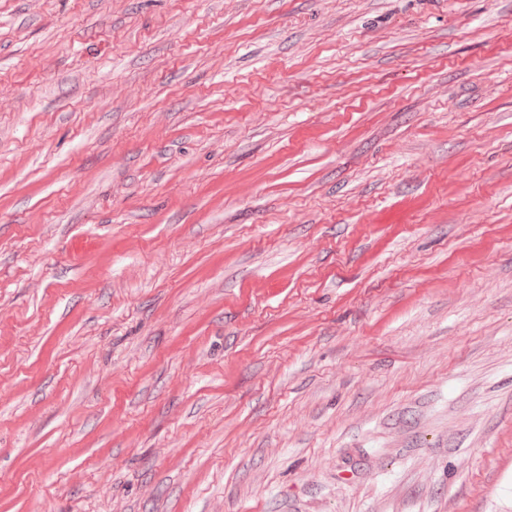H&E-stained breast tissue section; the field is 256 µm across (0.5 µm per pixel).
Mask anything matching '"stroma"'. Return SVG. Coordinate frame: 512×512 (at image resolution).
Here are the masks:
<instances>
[{
	"mask_svg": "<svg viewBox=\"0 0 512 512\" xmlns=\"http://www.w3.org/2000/svg\"><path fill=\"white\" fill-rule=\"evenodd\" d=\"M0 512H512V0H0Z\"/></svg>",
	"mask_w": 512,
	"mask_h": 512,
	"instance_id": "1",
	"label": "stroma"
}]
</instances>
